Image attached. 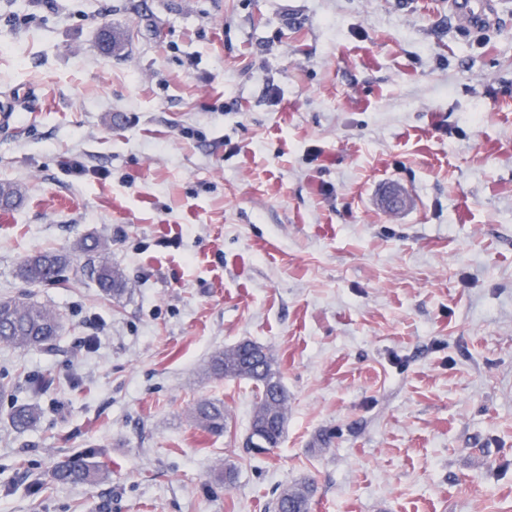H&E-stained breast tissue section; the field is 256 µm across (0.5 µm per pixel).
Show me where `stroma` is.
<instances>
[{
    "label": "stroma",
    "instance_id": "obj_1",
    "mask_svg": "<svg viewBox=\"0 0 512 512\" xmlns=\"http://www.w3.org/2000/svg\"><path fill=\"white\" fill-rule=\"evenodd\" d=\"M483 2L477 27L452 0H0V298L62 320L0 343V512H269L302 478L311 512H512V0ZM87 235L121 300L18 279ZM244 340L288 395L265 454L252 381L204 373ZM91 454L107 482L51 484ZM192 422L199 429L212 435L221 436L226 429L224 403L220 400L201 398L195 402L191 409ZM39 416L38 408L28 403H16L12 408L10 423L15 431H24L33 426Z\"/></svg>",
    "mask_w": 512,
    "mask_h": 512
}]
</instances>
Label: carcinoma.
Segmentation results:
<instances>
[{
  "mask_svg": "<svg viewBox=\"0 0 512 512\" xmlns=\"http://www.w3.org/2000/svg\"><path fill=\"white\" fill-rule=\"evenodd\" d=\"M22 198L21 189L11 182H0V207L8 209ZM73 253L85 259V267L103 296L120 298L127 290L123 271L107 256V245L98 238H84L73 246ZM70 265L67 255L58 251L36 249L18 267L20 279L31 286L56 284L66 280ZM59 328L58 316L49 307L26 298L0 300V342L17 347H37L50 343ZM207 373L215 379L245 378L254 382L255 402L249 432H261L276 447L283 436L287 421V394L269 350L256 345L249 350L237 344L215 351L208 362ZM38 408L28 403L14 405L10 423L15 431L33 426ZM190 417L198 428L215 436L226 429L224 403L201 398L195 402ZM110 474V466L84 457L68 458L56 463L51 472L58 485H99ZM314 493L313 483L301 480L286 485L273 499L271 512H310Z\"/></svg>",
  "mask_w": 512,
  "mask_h": 512,
  "instance_id": "carcinoma-1",
  "label": "carcinoma"
}]
</instances>
